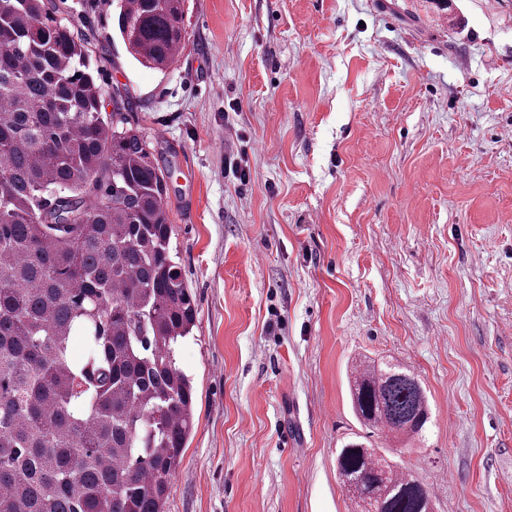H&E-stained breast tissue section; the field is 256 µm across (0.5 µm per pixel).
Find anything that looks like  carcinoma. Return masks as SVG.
Returning <instances> with one entry per match:
<instances>
[{
    "mask_svg": "<svg viewBox=\"0 0 512 512\" xmlns=\"http://www.w3.org/2000/svg\"><path fill=\"white\" fill-rule=\"evenodd\" d=\"M187 0H117V31L165 71ZM87 36L44 0H0V512H164L193 428L175 347L196 302L170 246L148 138L105 89ZM87 353L75 360L72 337ZM362 432L336 454L360 512H433V493L371 441L420 440L429 398L408 364L348 377Z\"/></svg>",
    "mask_w": 512,
    "mask_h": 512,
    "instance_id": "carcinoma-1",
    "label": "carcinoma"
}]
</instances>
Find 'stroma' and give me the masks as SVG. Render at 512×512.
Wrapping results in <instances>:
<instances>
[{"label":"stroma","mask_w":512,"mask_h":512,"mask_svg":"<svg viewBox=\"0 0 512 512\" xmlns=\"http://www.w3.org/2000/svg\"><path fill=\"white\" fill-rule=\"evenodd\" d=\"M48 6L172 172L197 315L165 512H358L336 453L364 355L428 390L422 445L393 449L435 512H512V0H188L164 72L115 7Z\"/></svg>","instance_id":"stroma-1"}]
</instances>
